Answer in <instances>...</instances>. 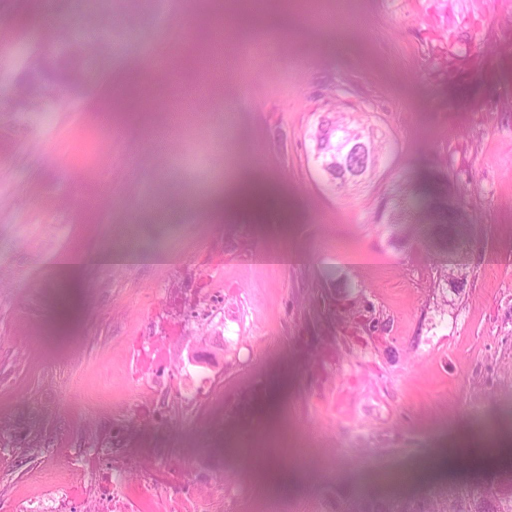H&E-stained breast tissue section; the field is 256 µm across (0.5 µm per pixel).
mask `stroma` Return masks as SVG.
Instances as JSON below:
<instances>
[{"label": "stroma", "mask_w": 512, "mask_h": 512, "mask_svg": "<svg viewBox=\"0 0 512 512\" xmlns=\"http://www.w3.org/2000/svg\"><path fill=\"white\" fill-rule=\"evenodd\" d=\"M136 34L95 56L96 81L14 109L47 34L43 16L86 0H0V424L21 447L95 444L125 430L147 392L134 347L172 337L169 393L143 443L207 471L242 512H345L351 499L413 498L422 485L512 464V397L466 392L468 357L496 346L488 323L512 286V0H265L234 7L229 45L266 43L240 70L192 65L124 92L142 50L190 55L209 0H101ZM487 63L474 70L472 57ZM358 111L383 145L376 174L339 190L310 134ZM249 173L264 210L209 208ZM435 187L460 197L464 292L440 309L431 252L389 244L376 214ZM136 248L138 264L89 263L60 286L59 257ZM196 399L186 409L183 396ZM35 457L0 464V490L36 494ZM283 469L287 489L264 477Z\"/></svg>", "instance_id": "1"}]
</instances>
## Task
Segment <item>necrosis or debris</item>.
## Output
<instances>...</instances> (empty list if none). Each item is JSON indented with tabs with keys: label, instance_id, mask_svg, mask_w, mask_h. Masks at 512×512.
<instances>
[{
	"label": "necrosis or debris",
	"instance_id": "1",
	"mask_svg": "<svg viewBox=\"0 0 512 512\" xmlns=\"http://www.w3.org/2000/svg\"><path fill=\"white\" fill-rule=\"evenodd\" d=\"M512 360V336L501 339L497 357L472 358L467 379L471 387L491 392L511 388L499 371L501 361ZM138 472L137 492L142 496L167 498L169 512H238V502L226 492L223 481L197 487L196 498L173 496L178 475L167 448H72L67 440L44 451L35 472L40 487L37 497L15 494L0 499V512H136L127 484L131 472Z\"/></svg>",
	"mask_w": 512,
	"mask_h": 512
}]
</instances>
